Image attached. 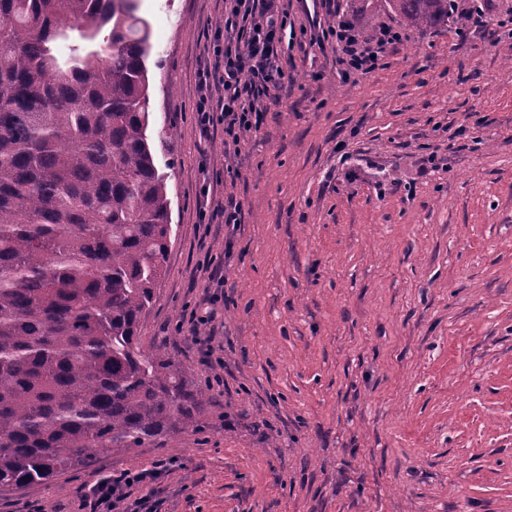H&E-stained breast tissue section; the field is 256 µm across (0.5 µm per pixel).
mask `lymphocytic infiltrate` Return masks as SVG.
Here are the masks:
<instances>
[{"mask_svg":"<svg viewBox=\"0 0 512 512\" xmlns=\"http://www.w3.org/2000/svg\"><path fill=\"white\" fill-rule=\"evenodd\" d=\"M333 20L321 31L324 41L336 44L342 52L343 76L373 72L384 65L388 49L401 44L405 35L400 27L380 26L371 39H362L346 14L337 12L335 0H322ZM288 28V13L281 0H224V22L219 25L212 68L203 71L196 102L202 131L223 126L224 156L240 152L242 140L258 132L273 93L284 83L281 45ZM167 469L165 460L152 467L115 471L90 486L80 505L82 512H115L119 502L135 499L137 505L153 512L155 504L145 489ZM141 497H134V490Z\"/></svg>","mask_w":512,"mask_h":512,"instance_id":"f902f5d3","label":"lymphocytic infiltrate"}]
</instances>
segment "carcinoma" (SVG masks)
Instances as JSON below:
<instances>
[{
  "label": "carcinoma",
  "mask_w": 512,
  "mask_h": 512,
  "mask_svg": "<svg viewBox=\"0 0 512 512\" xmlns=\"http://www.w3.org/2000/svg\"><path fill=\"white\" fill-rule=\"evenodd\" d=\"M387 3L448 19L449 0ZM150 54L136 0H0L1 489L201 431L210 387L139 336L172 233Z\"/></svg>",
  "instance_id": "1"
}]
</instances>
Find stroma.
<instances>
[{"label":"stroma","instance_id":"35a3bbf8","mask_svg":"<svg viewBox=\"0 0 512 512\" xmlns=\"http://www.w3.org/2000/svg\"><path fill=\"white\" fill-rule=\"evenodd\" d=\"M339 4L366 39L395 21L386 0ZM138 5L173 224L139 334L210 384L206 430L2 489L0 512H79L97 472L159 459L158 512H512V38L460 39L452 13L344 80L296 37L230 174L195 112L224 0ZM204 184L241 224H200ZM219 291L210 367L176 325Z\"/></svg>","mask_w":512,"mask_h":512}]
</instances>
